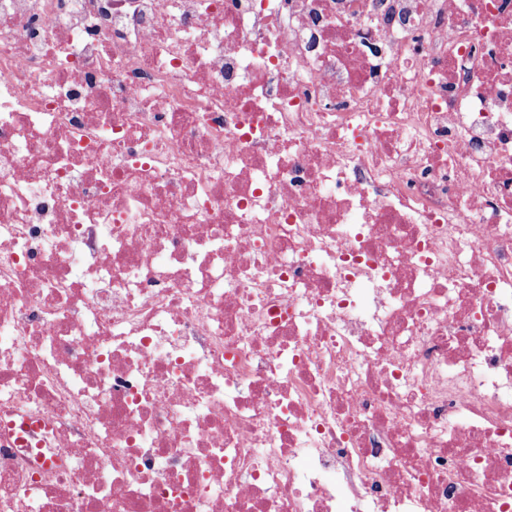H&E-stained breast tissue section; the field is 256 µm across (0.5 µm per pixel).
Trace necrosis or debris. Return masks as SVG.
I'll return each instance as SVG.
<instances>
[{"label":"necrosis or debris","instance_id":"obj_1","mask_svg":"<svg viewBox=\"0 0 512 512\" xmlns=\"http://www.w3.org/2000/svg\"><path fill=\"white\" fill-rule=\"evenodd\" d=\"M0 512H512V0H0Z\"/></svg>","mask_w":512,"mask_h":512}]
</instances>
